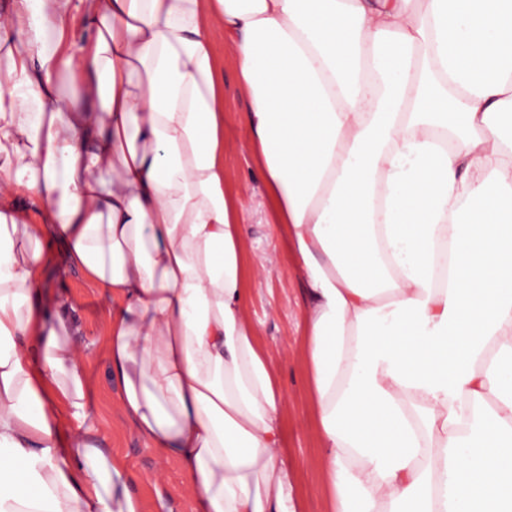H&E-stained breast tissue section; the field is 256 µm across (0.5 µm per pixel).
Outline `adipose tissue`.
<instances>
[{
	"label": "adipose tissue",
	"mask_w": 512,
	"mask_h": 512,
	"mask_svg": "<svg viewBox=\"0 0 512 512\" xmlns=\"http://www.w3.org/2000/svg\"><path fill=\"white\" fill-rule=\"evenodd\" d=\"M215 24L300 272L329 512H512V0H5L0 512H143L55 245L193 512L299 510Z\"/></svg>",
	"instance_id": "1"
}]
</instances>
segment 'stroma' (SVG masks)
Masks as SVG:
<instances>
[{
  "instance_id": "stroma-1",
  "label": "stroma",
  "mask_w": 512,
  "mask_h": 512,
  "mask_svg": "<svg viewBox=\"0 0 512 512\" xmlns=\"http://www.w3.org/2000/svg\"><path fill=\"white\" fill-rule=\"evenodd\" d=\"M214 45L224 63V161L227 191L254 209L244 226L247 251V316L257 340L283 370V454L298 467V493L302 512H328L324 488V460L306 388L307 361L298 334L305 303L283 225L274 223L264 206L260 184L248 175L252 163L244 125L246 99L237 88L236 61L221 35ZM52 285L63 284L77 297L83 338L92 347L85 360L99 388L97 407L104 447L122 456L128 466L132 492L152 512L156 489L170 495L172 512H191L193 492L184 474L171 460L148 448L123 414L119 390L108 378V359L101 343V326L111 309L109 297L83 287L75 270L53 263Z\"/></svg>"
}]
</instances>
